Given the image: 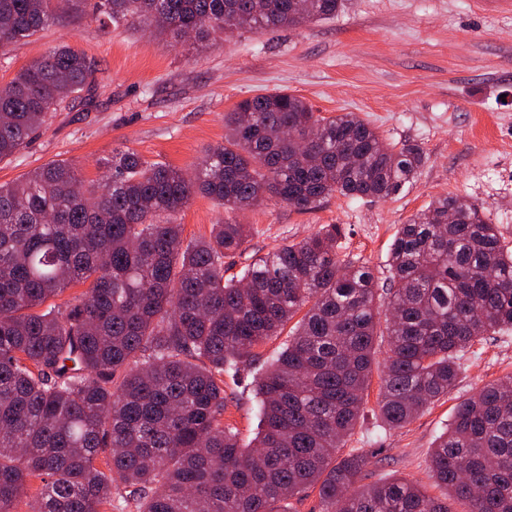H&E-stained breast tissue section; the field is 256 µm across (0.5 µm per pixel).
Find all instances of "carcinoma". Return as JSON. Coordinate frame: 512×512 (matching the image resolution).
Instances as JSON below:
<instances>
[{"label": "carcinoma", "mask_w": 512, "mask_h": 512, "mask_svg": "<svg viewBox=\"0 0 512 512\" xmlns=\"http://www.w3.org/2000/svg\"><path fill=\"white\" fill-rule=\"evenodd\" d=\"M84 0H0V51ZM343 0H99L89 20L138 21L174 38L262 31L336 15ZM93 83L67 44L0 85V160ZM421 145L386 142L353 112H313L284 90L241 101L194 176L133 150L86 181L51 162L0 185V512L40 481L30 512H288L318 489L322 512H512V378L460 402L417 481L360 484L366 455L339 454L361 416L378 289L344 262L343 227L224 278L251 228L226 221L185 240L200 193L230 213L275 198L300 212L338 194L384 199L414 181ZM456 219L448 221L449 213ZM388 352L378 402L391 429L456 386L474 341L512 329V254L479 204L442 196L401 226L388 260ZM74 303L47 304L72 283ZM256 380L258 432L224 426V372L253 361L301 310Z\"/></svg>", "instance_id": "carcinoma-1"}]
</instances>
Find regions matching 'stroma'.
Returning a JSON list of instances; mask_svg holds the SVG:
<instances>
[{
    "instance_id": "obj_1",
    "label": "stroma",
    "mask_w": 512,
    "mask_h": 512,
    "mask_svg": "<svg viewBox=\"0 0 512 512\" xmlns=\"http://www.w3.org/2000/svg\"><path fill=\"white\" fill-rule=\"evenodd\" d=\"M62 43L93 64L92 88L0 160V184L54 160L95 179L100 160L127 149L190 173L223 142L226 112L255 95L286 90L318 115L353 112L387 142L418 143L427 160L411 185L385 199L335 195L306 212L271 201L238 213L237 221L253 231L245 252L225 259V277L320 225L339 224L340 258L369 266L378 286L388 288L400 225L445 195L478 203L512 251V0H344L325 20L217 33L201 44L136 22L102 28L74 17L0 52V85ZM228 217L218 201L197 194L178 221L184 239L196 240ZM288 340L285 333L272 337L259 347L258 362L224 378V422L241 444L257 433L254 380ZM387 350L386 338L377 337L364 410L345 448L367 455V482L412 479L444 497L428 469L434 442L460 401L512 376V330L476 341L454 390L400 429L385 426L378 411Z\"/></svg>"
}]
</instances>
